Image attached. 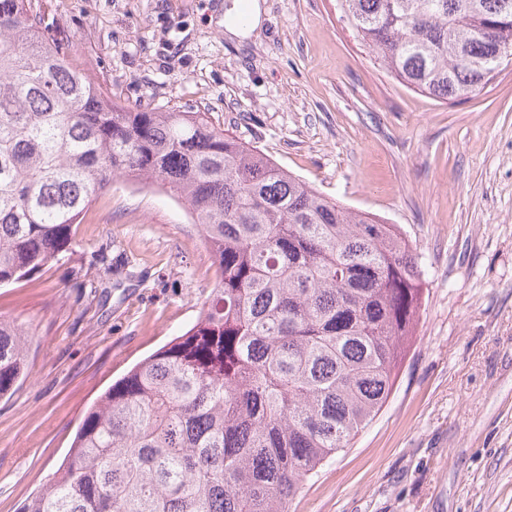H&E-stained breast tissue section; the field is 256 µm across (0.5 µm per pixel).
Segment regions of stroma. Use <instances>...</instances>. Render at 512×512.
Listing matches in <instances>:
<instances>
[{
    "mask_svg": "<svg viewBox=\"0 0 512 512\" xmlns=\"http://www.w3.org/2000/svg\"><path fill=\"white\" fill-rule=\"evenodd\" d=\"M35 2L113 101L208 113L416 248L425 301L393 391L291 512H512V64L445 102L380 69L337 0H260L240 40L224 31L235 0ZM214 281L184 204L117 178L71 253L0 288V316L32 333L25 378L0 399V512L56 470L113 380L197 320Z\"/></svg>",
    "mask_w": 512,
    "mask_h": 512,
    "instance_id": "obj_1",
    "label": "stroma"
}]
</instances>
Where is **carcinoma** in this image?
<instances>
[{"instance_id": "cac0c4a2", "label": "carcinoma", "mask_w": 512, "mask_h": 512, "mask_svg": "<svg viewBox=\"0 0 512 512\" xmlns=\"http://www.w3.org/2000/svg\"><path fill=\"white\" fill-rule=\"evenodd\" d=\"M380 67L457 100L512 63V0H339ZM182 201L216 277L196 322L86 411L22 512H289L376 417L425 297L394 224L328 200L205 112H137L47 38L32 0H0V286L71 250L115 178ZM28 332L0 316V398Z\"/></svg>"}]
</instances>
